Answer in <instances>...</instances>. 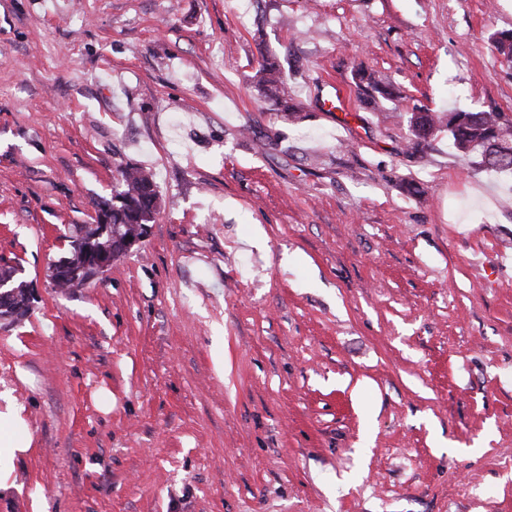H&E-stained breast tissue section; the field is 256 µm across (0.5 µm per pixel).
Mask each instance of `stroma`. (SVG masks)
Returning a JSON list of instances; mask_svg holds the SVG:
<instances>
[{
  "label": "stroma",
  "instance_id": "stroma-1",
  "mask_svg": "<svg viewBox=\"0 0 512 512\" xmlns=\"http://www.w3.org/2000/svg\"><path fill=\"white\" fill-rule=\"evenodd\" d=\"M510 30L512 0H0V266L33 292L0 320L33 436L0 512H512V177L409 153L352 82L512 119ZM126 165L145 240L53 288ZM256 87L266 101L280 112H288V118H297L301 107L288 94V73L275 54L265 53L254 74ZM355 84L364 104L374 110H381L387 102L394 104L399 93L394 85L385 79L376 77L373 72L357 70L354 73Z\"/></svg>",
  "mask_w": 512,
  "mask_h": 512
}]
</instances>
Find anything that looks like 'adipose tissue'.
<instances>
[{
	"label": "adipose tissue",
	"mask_w": 512,
	"mask_h": 512,
	"mask_svg": "<svg viewBox=\"0 0 512 512\" xmlns=\"http://www.w3.org/2000/svg\"><path fill=\"white\" fill-rule=\"evenodd\" d=\"M33 446L24 408L11 391L0 392V488L9 486L18 459Z\"/></svg>",
	"instance_id": "1"
}]
</instances>
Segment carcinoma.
Returning a JSON list of instances; mask_svg holds the SVG:
<instances>
[{
  "instance_id": "obj_1",
  "label": "carcinoma",
  "mask_w": 512,
  "mask_h": 512,
  "mask_svg": "<svg viewBox=\"0 0 512 512\" xmlns=\"http://www.w3.org/2000/svg\"><path fill=\"white\" fill-rule=\"evenodd\" d=\"M490 39L500 56L512 63V32L495 31ZM261 96L288 117L295 118L301 107L288 94V73L279 58L271 53L262 56L254 74ZM355 84L364 104L380 110L394 102L399 93L394 85L374 73L360 69L354 73ZM413 135L411 148L423 150L429 140L439 133H448L454 148L477 168L512 174V121L496 110L455 109L450 112H431L419 109L407 118ZM116 204L122 214H112V224L101 230L97 224H76L71 235L70 255L78 258L86 247L103 260L117 262L125 257L123 241L139 227V218L147 212H157L159 193L153 175L140 168L126 166L119 170L112 196L101 198L100 209ZM68 278L57 282L63 288H85L91 284L87 272H67ZM9 283L5 293H0V318L13 321L23 318L30 310L31 293L27 282L15 278V268L0 267V282Z\"/></svg>"
}]
</instances>
